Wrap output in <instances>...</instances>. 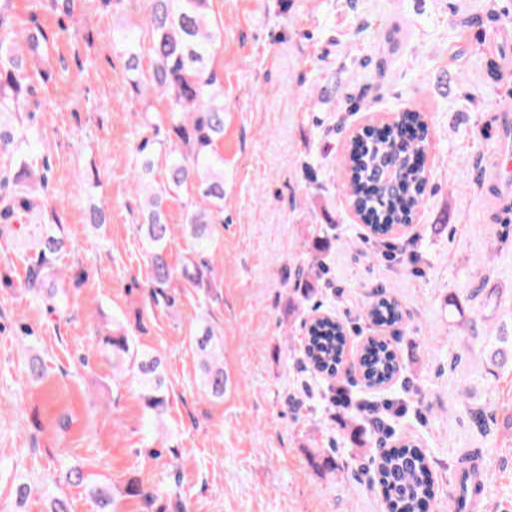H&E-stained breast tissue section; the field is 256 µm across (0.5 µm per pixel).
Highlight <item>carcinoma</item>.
Returning a JSON list of instances; mask_svg holds the SVG:
<instances>
[{
  "mask_svg": "<svg viewBox=\"0 0 512 512\" xmlns=\"http://www.w3.org/2000/svg\"><path fill=\"white\" fill-rule=\"evenodd\" d=\"M4 0L0 4V112L19 104L30 90L26 68L41 59L44 37L38 32L18 34L6 24ZM210 0H148L147 24L152 32L151 69L141 67L137 53L127 51L126 69L133 75L136 92L152 91L169 102L165 132L154 128V138L138 145L142 173L151 177L154 162L148 148L159 146L168 157L162 181L138 179L144 191V207L137 231L143 246L152 294L162 295L176 277L197 288L212 287L213 268L207 257L214 245V226L223 223L224 156L218 143L224 140V91L216 74L208 68V58L221 38L209 16ZM416 112H403L402 119L381 135H365L362 143L349 149L345 172L351 189V204L374 232L386 234L397 225L407 224L422 205L428 177L412 166L424 150L426 131L412 142L404 140V127L418 124ZM4 180L35 184L36 171L30 159L23 158L17 171L3 170ZM185 197L184 224L199 250L178 269L168 260L172 226L165 218L166 204L172 197ZM65 238L60 224H42L34 238L36 259L27 271L25 287L41 290L56 274V261ZM327 242L317 241L311 262L297 268L299 280L319 278L322 253ZM365 315L374 324L392 326L402 322L403 313L393 298L382 295L370 303ZM219 333L207 324L191 338L199 360L201 385L214 398L224 397L227 377ZM347 345L344 326L331 316L314 317L305 323L302 340L306 362L319 373L336 375L343 363ZM98 350L112 358L114 378L131 372L140 385V398L146 421L159 423L168 405V386L159 355L136 347L130 331L117 318L112 332L100 339ZM489 361L504 366L512 358V336L490 337ZM397 357L389 343L374 340L367 344L358 370L369 386L386 383L397 372ZM379 485L387 494L388 512H425L435 497L430 462L419 446L407 443L382 453L376 464ZM97 512H112L109 488L90 485Z\"/></svg>",
  "mask_w": 512,
  "mask_h": 512,
  "instance_id": "carcinoma-1",
  "label": "carcinoma"
}]
</instances>
